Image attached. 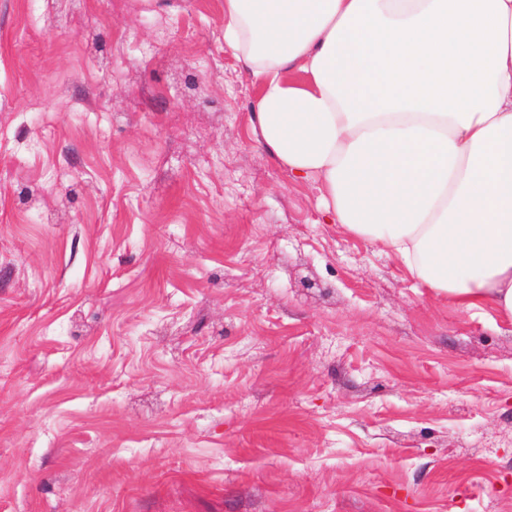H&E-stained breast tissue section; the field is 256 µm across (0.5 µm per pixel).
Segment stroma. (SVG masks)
<instances>
[{"label": "stroma", "instance_id": "1", "mask_svg": "<svg viewBox=\"0 0 512 512\" xmlns=\"http://www.w3.org/2000/svg\"><path fill=\"white\" fill-rule=\"evenodd\" d=\"M224 0H0V512H512V320L325 223Z\"/></svg>", "mask_w": 512, "mask_h": 512}]
</instances>
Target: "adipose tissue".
<instances>
[{"mask_svg":"<svg viewBox=\"0 0 512 512\" xmlns=\"http://www.w3.org/2000/svg\"><path fill=\"white\" fill-rule=\"evenodd\" d=\"M224 48L332 223L512 320V0H224Z\"/></svg>","mask_w":512,"mask_h":512,"instance_id":"1","label":"adipose tissue"}]
</instances>
